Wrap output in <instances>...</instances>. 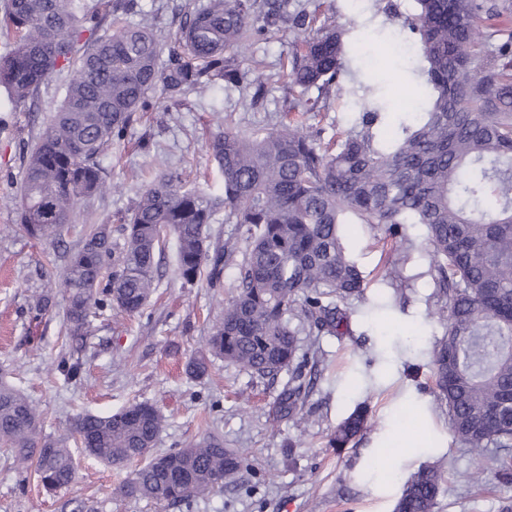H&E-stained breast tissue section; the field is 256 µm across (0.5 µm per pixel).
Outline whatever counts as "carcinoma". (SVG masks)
<instances>
[{
    "label": "carcinoma",
    "instance_id": "obj_1",
    "mask_svg": "<svg viewBox=\"0 0 512 512\" xmlns=\"http://www.w3.org/2000/svg\"><path fill=\"white\" fill-rule=\"evenodd\" d=\"M416 3L403 25L418 39L421 121L383 127L369 86L359 129L324 143L308 120L328 109L331 88H344L348 29L320 20V3L208 0L185 12L169 46L137 0H7L10 47L0 54V87L8 102L25 106L49 75L70 71L61 105L27 153L20 192L24 230L53 247L78 203L106 190L100 157L123 140L149 92L159 87L175 99L249 85L243 50L280 23L293 33L282 64L288 122L251 136L224 129L208 142L215 181L162 173L124 216L122 241L94 225L66 256L57 288L68 349L86 348L101 309H144L172 235L184 285L204 273L216 282L224 263L242 255L236 293L206 347L185 363L186 374L204 377L215 359L259 377L298 369V336L339 333L346 320L339 303L363 298L362 274L341 242L344 215L378 226L386 238L423 224L445 325L432 352L433 393L455 441L476 452L502 450L492 459L499 478L511 482L512 0ZM120 13L140 19L119 23ZM312 88L316 97L295 101ZM221 211L234 229L224 251L212 252L206 229ZM57 371L72 380L81 365L63 355ZM301 393L300 385L283 391L279 411L294 413ZM367 425V411L356 410L336 427L331 447H344ZM164 426L152 405L137 402L81 415L68 437L54 440L41 434L32 402L0 382V445L17 466L34 467L50 492L76 478L69 438L117 465L148 455ZM160 458L167 467L147 462L120 493L175 505L224 489L246 466V454L224 448L211 432ZM175 473L185 482H175ZM441 485L437 467H420L404 482L395 512H435Z\"/></svg>",
    "mask_w": 512,
    "mask_h": 512
}]
</instances>
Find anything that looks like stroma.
<instances>
[{
  "instance_id": "35a3bbf8",
  "label": "stroma",
  "mask_w": 512,
  "mask_h": 512,
  "mask_svg": "<svg viewBox=\"0 0 512 512\" xmlns=\"http://www.w3.org/2000/svg\"><path fill=\"white\" fill-rule=\"evenodd\" d=\"M206 2L140 5L167 38L183 12ZM322 11L329 22L351 26V40L374 52L389 40L411 37L400 21L375 14L371 0H324ZM291 38L287 27H275L247 50V60L258 63L253 77L264 83L263 94L251 86L219 88L174 103L160 91L150 92L148 108L101 157L108 189L79 203L76 228L64 236L67 246L78 248L83 232L95 224H110L113 237H120L122 217L160 171L213 172L208 142L224 127L250 134L278 126L288 108L279 74ZM349 68L346 92L332 94L320 117L324 136L357 126L365 85L375 84L392 125L420 93L406 59H394L375 75L358 56ZM68 79L60 73L42 84L32 111L11 108L0 93V375L37 407L46 436L66 434L78 414H108L145 401L166 420L157 451L187 447L214 431L225 447L245 450L248 462L233 486L170 506L119 494V486L141 467L138 459L111 465L74 448L75 481L49 493L0 452V512H69L71 502L84 503L88 512H394L404 481L423 465L439 466L445 476L437 512L512 507V485L486 471L487 455L455 443L446 409L433 396L431 355L445 326L437 315L438 286L421 224L402 230L406 261L394 280L386 275L388 255L378 229L347 218L345 246L365 277L366 299L345 303L348 334L299 336V351L314 367L297 414L283 416L274 408L291 371L260 378L218 360L208 376H186L188 357L224 314L241 259L225 263L219 285L203 279L186 286L175 275L172 238L143 312L109 310L95 319L81 356L82 374L64 382L54 368L62 355L63 308L55 306L40 318L30 310L35 293L54 291L63 263L49 244L25 234L17 207L23 157L59 107ZM363 402L370 429L342 449L330 447L333 430ZM400 440L408 448L401 455L394 451Z\"/></svg>"
}]
</instances>
